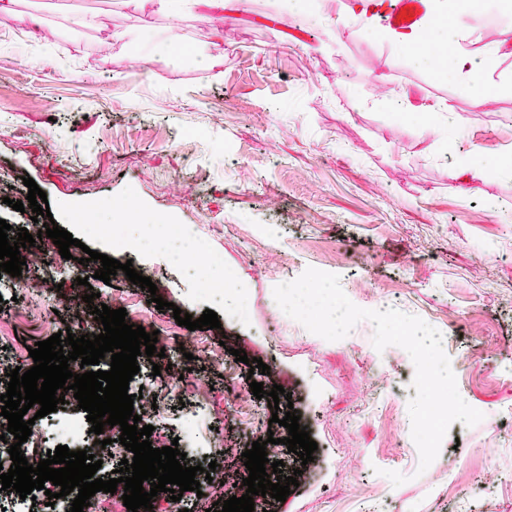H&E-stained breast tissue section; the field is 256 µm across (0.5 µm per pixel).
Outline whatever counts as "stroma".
<instances>
[{
    "mask_svg": "<svg viewBox=\"0 0 512 512\" xmlns=\"http://www.w3.org/2000/svg\"><path fill=\"white\" fill-rule=\"evenodd\" d=\"M346 3L314 0L297 21L277 15L274 0L176 15L152 0H15L0 11V219L12 241L31 227L11 204L33 178L56 225L78 241L71 255L87 247L131 261L168 301L150 307L152 294L120 272L106 304L157 332L158 347L182 334L197 359L182 406L154 424L168 441L191 430L198 458L224 463L223 487L183 495L187 512L245 494V449L270 432L285 437L253 381L267 391L286 384L292 403L278 410L305 417L321 467L286 501L255 498L259 512H512V169L466 181L442 149L512 151V96L475 106L455 82L438 81L435 66L415 68L413 51L355 35ZM76 13L94 25L73 24ZM467 22L465 50L512 37V12L494 0H479ZM397 89L418 108L434 91L452 105L445 136L430 138L426 113L395 109ZM130 198L158 220L145 237L201 227L245 288L240 319L178 326L174 309L222 314L223 300L163 250L114 252L75 219L92 203L126 223ZM309 267L339 275L358 307H393L448 337L465 376L459 392L484 418L449 431L426 471L411 438L407 352L377 351L370 321L329 342L269 305L276 285ZM87 292L73 274H48L40 309L21 315L0 293L5 370L30 369L29 347L75 327ZM223 347V372L208 369ZM237 349L270 373L250 372ZM200 397L206 405L184 427ZM389 470L407 482L392 486ZM488 472L501 480L490 497L474 486Z\"/></svg>",
    "mask_w": 512,
    "mask_h": 512,
    "instance_id": "stroma-1",
    "label": "stroma"
}]
</instances>
